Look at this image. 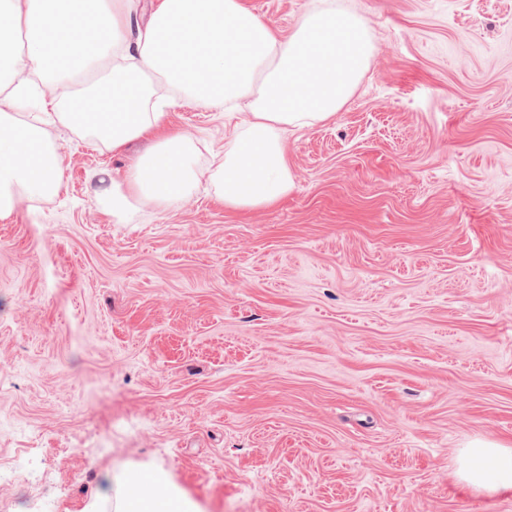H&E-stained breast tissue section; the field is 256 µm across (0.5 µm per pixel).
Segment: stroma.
<instances>
[{"instance_id":"1","label":"stroma","mask_w":512,"mask_h":512,"mask_svg":"<svg viewBox=\"0 0 512 512\" xmlns=\"http://www.w3.org/2000/svg\"><path fill=\"white\" fill-rule=\"evenodd\" d=\"M247 3L357 12L372 63L268 208L202 183L116 223L148 143L46 126L61 190L0 214V512H123L149 474L196 512H512L458 478L512 448V0ZM244 119L167 115L205 154Z\"/></svg>"}]
</instances>
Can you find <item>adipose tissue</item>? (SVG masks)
Wrapping results in <instances>:
<instances>
[{"mask_svg":"<svg viewBox=\"0 0 512 512\" xmlns=\"http://www.w3.org/2000/svg\"><path fill=\"white\" fill-rule=\"evenodd\" d=\"M147 16L133 25L137 11ZM12 36H0V80L9 108L0 109V213L21 200L60 188V153L40 117L20 119L22 103L69 98L67 82L87 75L92 62L112 64V109L63 112L59 119L121 152L147 140L124 180L106 193L112 215L127 222L134 204L176 206L193 184L208 180L226 206L257 209L294 188L284 137L335 117L353 95L375 55L369 25L356 13H304L288 37L248 8L244 0H0ZM105 33L107 47L87 43L85 30ZM24 42H17V32ZM62 64L66 82L50 86L35 77ZM207 108H246L244 131L224 140L217 164H198L193 138L165 123L179 97ZM460 479L469 488L512 492V450L492 442L466 449ZM124 512H192L190 501L163 494L155 481H134Z\"/></svg>","mask_w":512,"mask_h":512,"instance_id":"adipose-tissue-1","label":"adipose tissue"}]
</instances>
